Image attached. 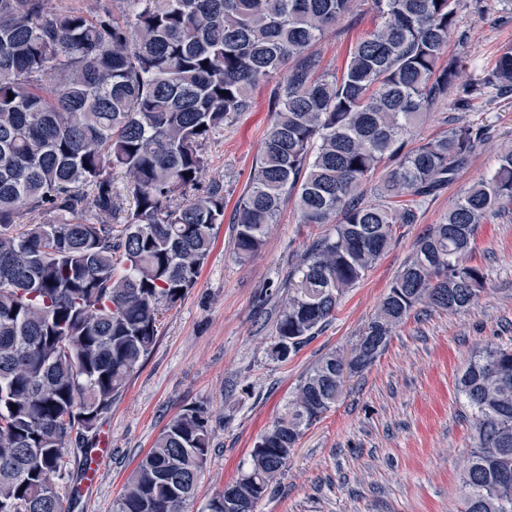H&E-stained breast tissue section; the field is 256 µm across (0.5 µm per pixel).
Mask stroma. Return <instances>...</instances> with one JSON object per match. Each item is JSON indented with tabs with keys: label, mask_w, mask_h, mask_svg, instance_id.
<instances>
[{
	"label": "stroma",
	"mask_w": 512,
	"mask_h": 512,
	"mask_svg": "<svg viewBox=\"0 0 512 512\" xmlns=\"http://www.w3.org/2000/svg\"><path fill=\"white\" fill-rule=\"evenodd\" d=\"M377 19L362 7L314 46L324 69H342L357 40ZM458 26L466 46L461 80L472 63L491 66L512 43V20H502L493 0H459ZM270 85L253 93L250 111L237 114L205 147L207 180L224 185V224L195 286L159 318L156 344L104 414L84 452L70 454L59 491L69 512H112L136 459L168 422L191 406L204 407L215 430L192 512L248 468L250 451L280 416L301 375L330 352L350 354L378 310L392 276L420 236L447 214L471 185L487 178L500 152L512 146V96L464 113L485 130L482 148L454 181L422 204L419 220L398 228L389 248L365 279L341 298L336 316L294 356L273 352L275 326L308 247L328 232L303 224L286 204L260 252L247 262L233 255L235 204L270 123ZM486 286L464 312L413 314L386 350L347 382L341 399L303 435L283 474L257 512H462L460 472L472 442L470 414L456 383L473 350L512 344V222L481 225L471 254ZM111 451L99 457L101 437ZM98 479L84 481V467Z\"/></svg>",
	"instance_id": "35a3bbf8"
}]
</instances>
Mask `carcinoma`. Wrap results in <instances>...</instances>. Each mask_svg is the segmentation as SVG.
I'll list each match as a JSON object with an SVG mask.
<instances>
[{"instance_id": "carcinoma-1", "label": "carcinoma", "mask_w": 512, "mask_h": 512, "mask_svg": "<svg viewBox=\"0 0 512 512\" xmlns=\"http://www.w3.org/2000/svg\"><path fill=\"white\" fill-rule=\"evenodd\" d=\"M369 3L378 23L341 73L311 48ZM456 0H113L117 10L0 0V512H64L57 481L151 352L158 318L195 283L224 223L203 184L206 143L274 84L272 119L238 199L234 254L263 246L288 199L332 231L305 254L275 326L296 354L387 250L394 227L482 147L481 126L414 140L438 103L512 96V44L457 82ZM375 201L364 187L383 164ZM124 171L126 208L113 174ZM512 215V148L417 242L351 354L370 366L419 306L466 310L485 287L479 226ZM183 293H178V290ZM344 355L318 359L207 512H257L304 432L336 405ZM470 410L464 512H512V346L475 350L457 382ZM214 429L187 407L128 475L112 512H188Z\"/></svg>"}]
</instances>
